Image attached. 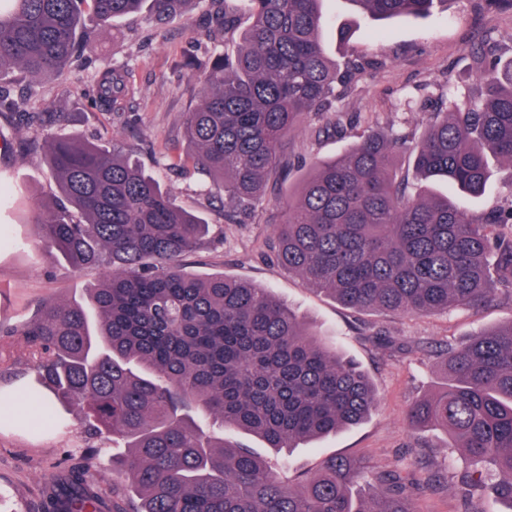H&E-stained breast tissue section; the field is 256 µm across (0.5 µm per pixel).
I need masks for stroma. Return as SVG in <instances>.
<instances>
[{
    "label": "stroma",
    "mask_w": 512,
    "mask_h": 512,
    "mask_svg": "<svg viewBox=\"0 0 512 512\" xmlns=\"http://www.w3.org/2000/svg\"><path fill=\"white\" fill-rule=\"evenodd\" d=\"M327 23L322 41L329 57L348 51L373 62L370 74L357 78L336 102L335 112L309 114L288 138L292 164L282 190L271 201L235 222L226 221L229 203L204 173L176 168L187 145L181 137L187 112L194 109L202 87V72L175 69L183 55L207 58L212 44L206 35L201 9L189 10L194 23L184 31L179 22L156 30L146 13L129 15L103 32H93L91 44L99 63H126L131 69L130 92L120 112L92 109L83 98L92 69L71 68L63 76L40 80L36 99L50 102L52 111L71 113L73 128L95 143L124 151L134 149L141 168L170 191L179 205L201 216L209 226L204 243L184 263L189 273L207 277L224 274L270 289L293 308L329 344L339 347L370 375L380 404L363 423L314 444L293 449L288 457L272 453L257 437L225 430L228 443L246 445L256 455L288 465L290 484L312 475L331 457L363 458L369 470L359 484L374 482L379 470L427 467L438 471L446 487L419 494L415 512H512V504L494 495L465 498L455 486L464 458L448 434L439 428H411L407 421L413 403L439 390L444 373L439 352L446 344L462 343L473 335L512 322V292L501 289L489 306L459 307L445 313L405 316L391 312L359 311L315 290L299 275L278 265L267 250L277 224L288 213L302 179L323 161L350 147L353 136L367 128L425 129L429 112H410L412 99L438 100L447 94L448 76L459 85L471 83L472 49L486 43L512 58V11L496 10L485 0H442L426 17L378 20L363 17L349 0H323ZM349 25L347 49L336 41V27ZM342 119L350 135L343 139L319 135V128ZM15 115L0 112V172L7 184L0 193V397L24 390L35 374L27 365L23 336L14 328L44 302L83 299L86 288L98 281L96 267L74 269L51 253L35 248L39 236L35 204L54 208L64 199L56 188L41 150H10L9 142L33 138ZM483 195L468 199L469 212L479 215L512 205V169L496 163ZM390 337V347L376 339ZM99 446L102 463L94 477L104 494L120 487L109 457L120 456L105 437L89 438L78 417L64 428L33 435L19 429H0V512H39L46 483L79 462L88 443Z\"/></svg>",
    "instance_id": "obj_1"
}]
</instances>
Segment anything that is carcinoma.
I'll return each instance as SVG.
<instances>
[{"label":"carcinoma","instance_id":"1","mask_svg":"<svg viewBox=\"0 0 512 512\" xmlns=\"http://www.w3.org/2000/svg\"><path fill=\"white\" fill-rule=\"evenodd\" d=\"M183 0H0V110L36 127L66 204L41 211V246L73 267H103L81 302H49L20 328L37 372L27 389L41 418L78 413L91 435L128 448L113 461L125 486L107 500L89 480L96 451L45 486L41 512H414L441 477L399 470L353 490L355 462L330 458L298 488L224 429L275 451L358 425L379 396L355 361L330 348L266 288L224 275L198 277L184 258L207 232L136 163L60 135L64 112L33 106L23 82L60 77L91 61L88 28L143 9L163 24ZM206 3L209 35L239 34L235 50L206 61L201 102L187 113L183 164L208 173L239 211L259 205L288 171V137L308 113L336 108L337 89L364 64L326 56L322 0ZM381 19L426 16L440 0H351ZM479 74L441 101L421 135L368 130L303 180L271 250L288 271L357 310L420 316L497 299L512 286V209L473 216L457 201L480 195L490 158L512 168V60L475 59ZM124 64H105L83 93L112 112L129 92ZM408 148L423 178L452 195L407 194L394 161ZM444 385L412 406L415 427L448 431L462 449L469 497L486 481L512 504V323L441 350ZM211 419L206 433L190 415Z\"/></svg>","mask_w":512,"mask_h":512}]
</instances>
